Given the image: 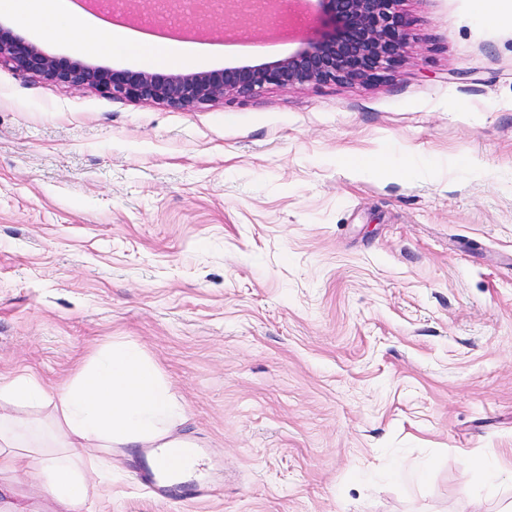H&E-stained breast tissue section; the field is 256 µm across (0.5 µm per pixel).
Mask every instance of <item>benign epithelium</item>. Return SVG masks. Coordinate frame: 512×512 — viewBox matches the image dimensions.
<instances>
[{"label":"benign epithelium","instance_id":"obj_1","mask_svg":"<svg viewBox=\"0 0 512 512\" xmlns=\"http://www.w3.org/2000/svg\"><path fill=\"white\" fill-rule=\"evenodd\" d=\"M323 32L288 57L226 67L213 72L154 73L108 70L60 60L37 46L0 32V63L19 75L41 76L76 89L90 88L114 98L150 100L179 108L208 105L226 97L247 99L270 86L323 85L379 78L398 61L408 32L396 10L398 0H319ZM155 16L178 15L175 0H149ZM222 13L259 23L261 10L224 0Z\"/></svg>","mask_w":512,"mask_h":512}]
</instances>
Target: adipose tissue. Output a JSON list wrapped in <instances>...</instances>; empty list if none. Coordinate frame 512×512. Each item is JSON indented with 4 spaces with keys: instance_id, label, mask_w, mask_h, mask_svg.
I'll use <instances>...</instances> for the list:
<instances>
[{
    "instance_id": "ef3b65f1",
    "label": "adipose tissue",
    "mask_w": 512,
    "mask_h": 512,
    "mask_svg": "<svg viewBox=\"0 0 512 512\" xmlns=\"http://www.w3.org/2000/svg\"><path fill=\"white\" fill-rule=\"evenodd\" d=\"M0 12L15 21L39 18L48 35L71 38L78 51L108 56L137 54L159 65L198 59L197 49L174 44L151 46L134 36L107 29L88 37L94 17L73 8L70 0H0ZM47 406L50 420L31 429L23 408ZM186 415L154 363L132 343L101 351L60 391L52 393L34 375L0 379V473L14 470L22 449L48 448L52 454L42 472L46 492L80 512L87 467L84 448H179L173 432Z\"/></svg>"
}]
</instances>
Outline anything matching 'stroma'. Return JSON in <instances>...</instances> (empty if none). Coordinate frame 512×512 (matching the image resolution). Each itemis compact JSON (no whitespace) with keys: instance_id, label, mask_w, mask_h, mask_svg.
Masks as SVG:
<instances>
[{"instance_id":"1","label":"stroma","mask_w":512,"mask_h":512,"mask_svg":"<svg viewBox=\"0 0 512 512\" xmlns=\"http://www.w3.org/2000/svg\"><path fill=\"white\" fill-rule=\"evenodd\" d=\"M402 0L384 77L271 87L195 109L0 66V377L69 382L139 345L186 407L212 496L148 492L112 453L82 512H501L512 502V0ZM195 14L219 70L316 37ZM46 54L83 57L30 19ZM504 459L495 478L468 456ZM0 512H62L35 472Z\"/></svg>"}]
</instances>
